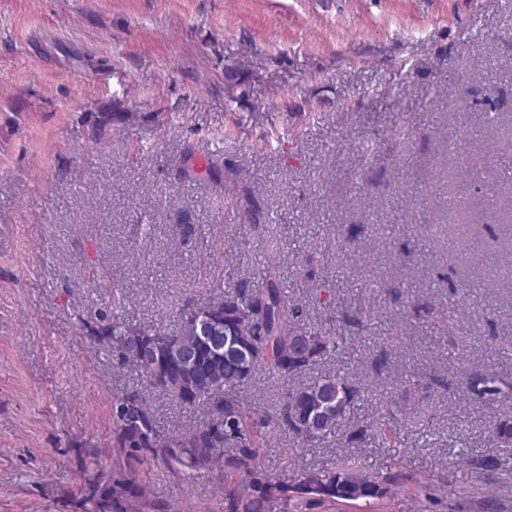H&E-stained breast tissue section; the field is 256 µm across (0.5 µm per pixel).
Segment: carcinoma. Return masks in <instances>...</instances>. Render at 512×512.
Wrapping results in <instances>:
<instances>
[{
    "mask_svg": "<svg viewBox=\"0 0 512 512\" xmlns=\"http://www.w3.org/2000/svg\"><path fill=\"white\" fill-rule=\"evenodd\" d=\"M224 78L226 101L243 107L255 86L235 63L224 66ZM132 119L133 113L120 111L116 103L97 113L95 141H104L112 124ZM86 328L119 364L134 367L157 392L185 407L202 405L205 417L189 429L170 432L159 425L142 392L113 394L112 447L121 464L106 470L95 447L76 444L81 479L73 499L76 512H135L146 499L141 469L155 461L217 475L224 488V512H305L325 502L369 507L391 494L394 481L376 479L342 458L317 470L304 469L291 483L261 462L260 438L286 431L306 443L322 441L343 426L357 396L355 386L338 375L304 379L318 361L339 355L346 337L304 327L302 308L273 279L265 288H236L183 309L178 327L170 332L116 320L104 308L91 313ZM260 369L286 383L273 420L258 416L238 395ZM465 384L474 398L501 393L497 379L488 375L474 374ZM490 432L511 446L512 415L495 419ZM389 433L384 422L361 425L348 440H371L383 448ZM455 459L478 474L495 469L491 461L462 451Z\"/></svg>",
    "mask_w": 512,
    "mask_h": 512,
    "instance_id": "obj_1",
    "label": "carcinoma"
}]
</instances>
